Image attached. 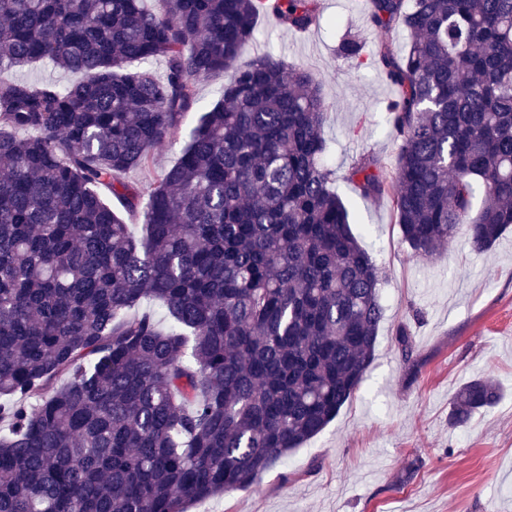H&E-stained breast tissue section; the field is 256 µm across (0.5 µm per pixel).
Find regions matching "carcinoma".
<instances>
[{"mask_svg":"<svg viewBox=\"0 0 512 512\" xmlns=\"http://www.w3.org/2000/svg\"><path fill=\"white\" fill-rule=\"evenodd\" d=\"M159 2L0 0V71L83 74L0 80V512H187L246 490L372 361L386 276L330 188L322 82L238 64L260 15L305 31L315 0ZM396 20L406 53L374 60L397 89L393 174L367 152L348 179L391 197L413 253L485 249L512 227V0H370L367 25ZM157 59L159 77L128 69ZM221 74L176 162L125 181ZM501 395L468 381L454 424ZM20 75H24L31 79L54 77L55 79L60 80L62 83L75 82L81 79V75L79 73L64 72L61 69H55L44 65L29 67L20 72L14 70H4L1 73V77L3 79H12Z\"/></svg>","mask_w":512,"mask_h":512,"instance_id":"cac0c4a2","label":"carcinoma"}]
</instances>
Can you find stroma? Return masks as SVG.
Segmentation results:
<instances>
[{"label": "stroma", "mask_w": 512, "mask_h": 512, "mask_svg": "<svg viewBox=\"0 0 512 512\" xmlns=\"http://www.w3.org/2000/svg\"><path fill=\"white\" fill-rule=\"evenodd\" d=\"M367 10L368 0H318L319 21L303 33L260 18L239 60L268 53L322 80L331 187L388 277L373 361L360 390L320 434L251 488L188 512H512V229L486 251L460 241L420 257L403 241L390 198L363 197L346 179L362 151L388 164L397 151L384 112L395 89L370 58L384 47L403 55L406 35L396 23L366 28ZM359 32L361 66L340 51L342 38ZM223 84L220 76L199 82L177 136L126 181L150 183L171 165ZM401 331L412 342L408 360L397 343ZM478 376L500 385L501 399L467 426L452 425L451 398Z\"/></svg>", "instance_id": "1"}]
</instances>
